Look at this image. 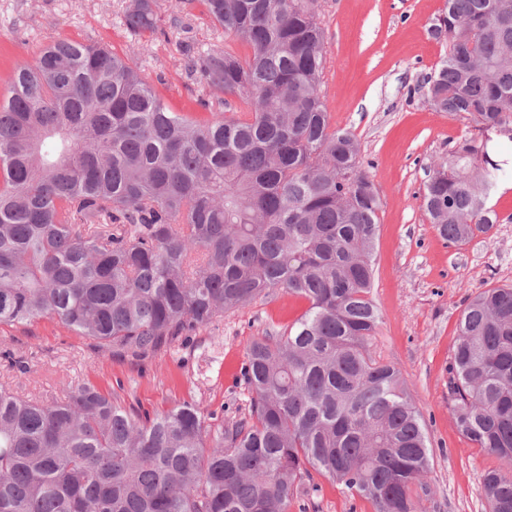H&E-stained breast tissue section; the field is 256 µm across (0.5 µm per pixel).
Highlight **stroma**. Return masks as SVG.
I'll list each match as a JSON object with an SVG mask.
<instances>
[{"label":"stroma","mask_w":512,"mask_h":512,"mask_svg":"<svg viewBox=\"0 0 512 512\" xmlns=\"http://www.w3.org/2000/svg\"><path fill=\"white\" fill-rule=\"evenodd\" d=\"M129 2L0 0V99L15 64L34 62L61 37L102 42L120 55L137 49L143 78L166 104L210 118L186 50L226 49L245 59L250 48L225 36L201 4L183 0H156L167 35L133 36L123 22ZM443 7L444 0H318L325 30L320 94L332 125L356 136L360 164L381 195L372 298L382 322L371 350L398 364L422 414L433 450L426 512H486L482 479L497 460L458 431L451 369L468 299L512 284V191L491 196L500 224L461 247L441 238L423 208L432 169L458 140L478 134L467 119L435 111L425 97V80L447 50L446 38L431 32ZM306 307L284 292L260 298L145 358L95 351L48 316L25 329L1 326L0 351L22 355L29 371L15 373L0 359V384L51 397L88 379L152 414L186 401L213 414L214 424L229 423L249 410L240 380L249 345L265 331L286 328ZM316 482L317 493L298 496L290 512H372L368 501L348 497L333 479Z\"/></svg>","instance_id":"1"}]
</instances>
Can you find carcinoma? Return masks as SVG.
Segmentation results:
<instances>
[{
  "label": "carcinoma",
  "mask_w": 512,
  "mask_h": 512,
  "mask_svg": "<svg viewBox=\"0 0 512 512\" xmlns=\"http://www.w3.org/2000/svg\"><path fill=\"white\" fill-rule=\"evenodd\" d=\"M247 60L191 55L209 90L251 111H173L133 55L67 38L15 65L0 100V325L50 316L135 358L278 291L308 309L252 341L246 415L213 427L183 402L152 417L87 380L60 400L0 385V512H288L314 474L375 512H425L431 449L396 363L369 344L381 198L360 145L319 93L317 0H202ZM154 0L124 24L162 31ZM448 53L425 83L438 112L512 143V0H446ZM512 176L492 137L465 139L425 184L450 243L501 222ZM459 432L495 456L488 512H512V284L464 307L453 358Z\"/></svg>",
  "instance_id": "obj_1"
}]
</instances>
